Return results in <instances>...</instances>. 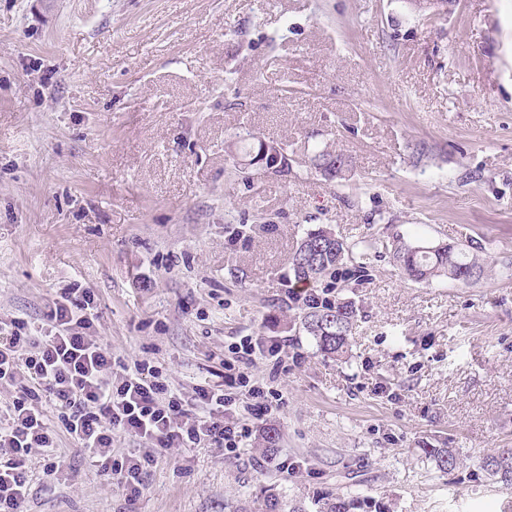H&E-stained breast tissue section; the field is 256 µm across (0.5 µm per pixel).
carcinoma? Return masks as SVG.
Returning a JSON list of instances; mask_svg holds the SVG:
<instances>
[{
	"mask_svg": "<svg viewBox=\"0 0 512 512\" xmlns=\"http://www.w3.org/2000/svg\"><path fill=\"white\" fill-rule=\"evenodd\" d=\"M329 160L338 161L336 178L345 176L350 160L340 152L321 150L315 152L311 161L319 169ZM362 242L349 243L337 238L328 230L308 233L288 257V266L296 282H323L332 289L342 280L340 272L343 262L355 263L362 272L365 263L361 258ZM472 246L457 244L452 248L429 249L424 245L400 242L395 245L392 259L396 266L415 282L445 276L461 284H468L472 277H481L485 265L478 255L470 252ZM303 327L313 336L320 351L338 357L347 351L357 311L349 302L338 299L311 301L303 307ZM430 454L443 470H451L456 464L455 454L447 448H432ZM483 469L508 488H512V451L489 455L483 459Z\"/></svg>",
	"mask_w": 512,
	"mask_h": 512,
	"instance_id": "cac0c4a2",
	"label": "carcinoma"
}]
</instances>
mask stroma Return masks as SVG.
Segmentation results:
<instances>
[{
  "label": "stroma",
  "mask_w": 512,
  "mask_h": 512,
  "mask_svg": "<svg viewBox=\"0 0 512 512\" xmlns=\"http://www.w3.org/2000/svg\"><path fill=\"white\" fill-rule=\"evenodd\" d=\"M262 139L288 171L252 162ZM324 148L346 179L313 168ZM318 229L372 244L341 358L286 295ZM399 241L474 244L486 272L409 280ZM74 282L113 363L188 400L234 337L291 339L252 369L285 399L278 445L170 449L131 503L67 438L57 474L32 457L23 512H234L270 490L286 512H501L512 489L481 461L512 450V0H0V319L42 322Z\"/></svg>",
  "instance_id": "stroma-1"
}]
</instances>
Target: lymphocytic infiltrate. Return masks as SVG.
<instances>
[{"label":"lymphocytic infiltrate","instance_id":"lymphocytic-infiltrate-1","mask_svg":"<svg viewBox=\"0 0 512 512\" xmlns=\"http://www.w3.org/2000/svg\"><path fill=\"white\" fill-rule=\"evenodd\" d=\"M94 296L85 288L62 289L48 305L45 322L31 328L21 317L0 319V388L14 392L0 407V512H21L29 496L33 453H41L45 471L69 435L85 448L94 466L116 477L128 500H137L143 477L171 448L206 444L240 456L255 432V421L273 422L283 406L281 392L251 372L257 359L278 356L285 341L242 337L224 358V380L197 386L193 400L175 392L162 371L137 362L123 374L112 372V353L90 330ZM245 394L247 420L231 419L238 394ZM55 408L64 433L50 425ZM148 441L141 455L114 450L116 434Z\"/></svg>","mask_w":512,"mask_h":512}]
</instances>
